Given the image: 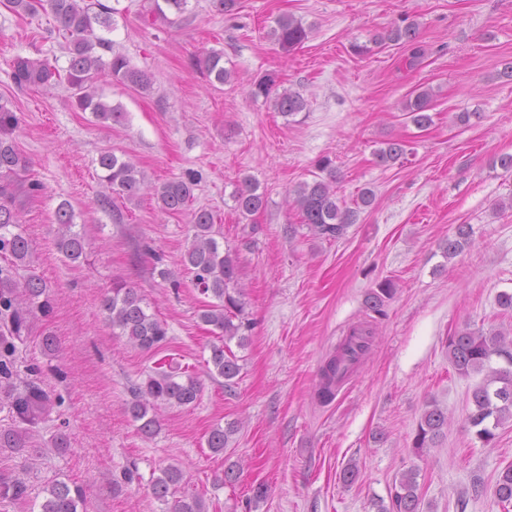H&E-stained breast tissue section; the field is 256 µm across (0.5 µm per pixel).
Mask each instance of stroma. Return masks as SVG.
I'll list each match as a JSON object with an SVG mask.
<instances>
[{
  "label": "stroma",
  "mask_w": 512,
  "mask_h": 512,
  "mask_svg": "<svg viewBox=\"0 0 512 512\" xmlns=\"http://www.w3.org/2000/svg\"><path fill=\"white\" fill-rule=\"evenodd\" d=\"M108 34L114 51L153 80L140 93L101 78L103 99L121 106L123 123L104 125L72 108L66 82L18 88L15 58L48 61L66 70V40L51 11L18 15L0 2V98L20 118L13 138L27 167L18 177L21 227L32 242L17 282L42 278L49 315L29 318L14 354L13 382L37 386L52 402L32 429L27 448L0 452V487L23 485L20 496L0 494V512H31L43 487L58 479L82 485L86 512H161L151 481L180 466L189 490L209 512H376L396 477L420 471L423 512H504L493 496L496 476L512 464V422L486 447L464 419L482 374L459 376L446 339L463 328L512 334V174L494 160L512 154V0H238L234 14L213 0H189L181 14L154 18L153 0H111ZM283 14L302 18L310 33L291 53L270 37ZM419 25L423 55L404 64L407 49L382 46L365 56L353 43L401 19ZM224 54L231 80L221 84L196 60ZM272 74L277 91L300 92L307 108L282 116L272 99L251 94ZM435 92L433 123L418 129L401 110L415 89ZM474 113L470 124L457 116ZM405 145L404 158L379 165L376 149ZM131 159L143 178L138 198L99 205L101 151ZM330 159L337 196L354 204L361 189L376 193L371 209L337 240L300 224L295 186ZM252 177L266 198L244 218L232 194ZM195 178L191 208L214 216L219 243L231 248L251 326L234 353L242 365L232 392L207 367L214 340L199 318L205 302L180 270L193 231L188 214L161 211L153 188ZM39 193H28L30 183ZM68 203L85 258L70 263L55 247V211ZM471 227L456 256L443 245L457 225ZM175 274L160 277L161 269ZM396 292L381 311L366 299L384 280ZM138 288L166 322L168 341L143 352L113 335L101 300L113 282ZM372 343L350 383L333 401L315 390L323 361L356 324ZM58 348L44 353L41 339ZM188 365L201 392L188 407H163L150 440L127 414L132 388L158 359ZM447 410L445 438L416 455L412 439L427 401ZM237 423L223 454L206 444L217 426ZM66 433L58 453L50 437ZM240 479L220 484L231 464ZM359 477L346 484L347 465ZM132 480H125L127 469ZM266 485L267 496L252 501Z\"/></svg>",
  "instance_id": "1"
}]
</instances>
